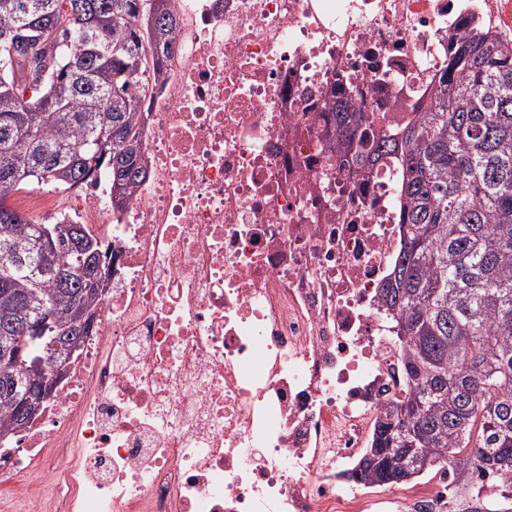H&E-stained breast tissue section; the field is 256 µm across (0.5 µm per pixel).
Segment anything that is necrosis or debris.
<instances>
[{
    "label": "necrosis or debris",
    "instance_id": "necrosis-or-debris-1",
    "mask_svg": "<svg viewBox=\"0 0 512 512\" xmlns=\"http://www.w3.org/2000/svg\"><path fill=\"white\" fill-rule=\"evenodd\" d=\"M124 211L77 196L112 286L0 488L24 512H446V480L350 477L405 377L380 288L402 171L328 167L325 103L425 111L455 37L512 0H173Z\"/></svg>",
    "mask_w": 512,
    "mask_h": 512
}]
</instances>
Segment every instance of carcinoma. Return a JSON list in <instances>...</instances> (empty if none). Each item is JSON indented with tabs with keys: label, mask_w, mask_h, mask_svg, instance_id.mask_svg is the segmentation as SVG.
Returning a JSON list of instances; mask_svg holds the SVG:
<instances>
[{
	"label": "carcinoma",
	"mask_w": 512,
	"mask_h": 512,
	"mask_svg": "<svg viewBox=\"0 0 512 512\" xmlns=\"http://www.w3.org/2000/svg\"><path fill=\"white\" fill-rule=\"evenodd\" d=\"M173 0H0V437L52 339L80 338L75 302L94 310L82 277L110 247L74 219L35 224L12 195L67 191L103 179L123 211L149 173L142 147L148 72L172 51ZM329 150L365 172L397 160L403 179L401 250L381 288L409 394L383 408L353 470L374 486L408 484L431 469L483 512H512V42L477 30L455 50L415 122L374 141L363 119L327 107ZM52 235L63 280L21 262ZM42 321V338L21 331Z\"/></svg>",
	"instance_id": "obj_1"
}]
</instances>
